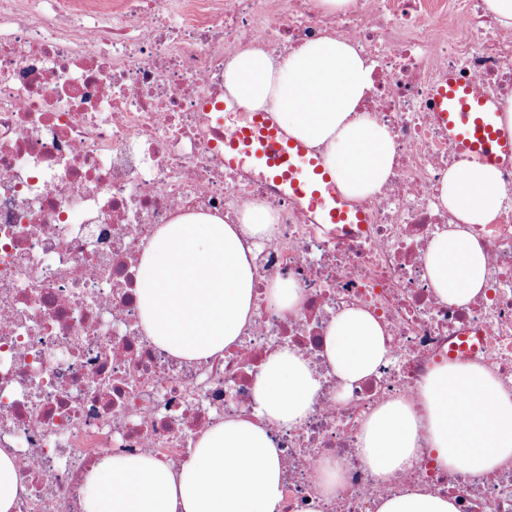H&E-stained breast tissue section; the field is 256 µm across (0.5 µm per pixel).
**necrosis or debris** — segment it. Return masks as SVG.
Masks as SVG:
<instances>
[{"label":"necrosis or debris","mask_w":512,"mask_h":512,"mask_svg":"<svg viewBox=\"0 0 512 512\" xmlns=\"http://www.w3.org/2000/svg\"><path fill=\"white\" fill-rule=\"evenodd\" d=\"M355 0L329 16L316 0H0V448L25 486L16 512H82V476L102 458L148 454L186 462L205 430L249 413L266 353L297 348L320 380L301 424L273 425L286 512H375L404 487L454 497L458 512H512V460L491 472L440 469L429 446L389 480L358 438L371 413L421 391L445 365L478 366L512 395V168L497 217L469 230L486 286L466 305L442 301L425 271L450 167L470 163L435 126L428 96L443 70L478 93L512 99V32L478 0ZM334 28L374 64L360 107L389 130L395 158L380 191L358 200L363 224H316L273 193L260 171L224 163V128L202 101L224 98L238 45L283 55ZM263 201L278 214L260 244L256 292L288 279L299 310L260 305L242 344L218 364L171 358L142 332L135 296L155 228L184 213L224 214ZM371 313L387 359L336 397L322 355L343 306ZM336 461L344 485L321 493Z\"/></svg>","instance_id":"4bbe7bcc"}]
</instances>
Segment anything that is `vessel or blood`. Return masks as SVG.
I'll return each instance as SVG.
<instances>
[{
	"label": "vessel or blood",
	"instance_id": "1",
	"mask_svg": "<svg viewBox=\"0 0 512 512\" xmlns=\"http://www.w3.org/2000/svg\"><path fill=\"white\" fill-rule=\"evenodd\" d=\"M431 96L438 124L460 153L473 154L488 162L512 164V138L497 132L496 104L479 94L472 82L455 73L442 72ZM245 153L265 169L278 193L302 200L317 223H365V215L339 195L324 160L287 134L270 113H253L246 127L225 137V163H236Z\"/></svg>",
	"mask_w": 512,
	"mask_h": 512
}]
</instances>
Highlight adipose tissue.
<instances>
[{"instance_id":"adipose-tissue-1","label":"adipose tissue","mask_w":512,"mask_h":512,"mask_svg":"<svg viewBox=\"0 0 512 512\" xmlns=\"http://www.w3.org/2000/svg\"><path fill=\"white\" fill-rule=\"evenodd\" d=\"M372 71L347 38L326 30L284 57L242 47L224 69V86L243 105L278 113L293 136L325 146L324 161L341 190L362 198L388 180L395 154L388 129L359 113ZM503 198L490 165L451 167L441 182L438 200L457 222L434 234L426 271L442 300L464 305L482 292L485 256L467 227L490 223ZM276 222L274 211L257 203L232 218L188 214L158 226L135 289L146 336L188 363L217 361L241 344L256 315L251 243L269 238ZM387 353L385 332L371 313L347 307L331 319L323 355L342 391L375 373ZM319 388L309 361L297 349L278 347L263 362L247 416L204 431L177 469L146 454L96 462L83 476V512H282L281 451L268 427L298 424ZM421 398L422 412L393 400L365 422L361 453L376 476L404 469L424 441L447 469L466 464L490 471L512 459V397L490 374L439 368ZM376 512L458 510L452 498L411 488L380 498Z\"/></svg>"}]
</instances>
